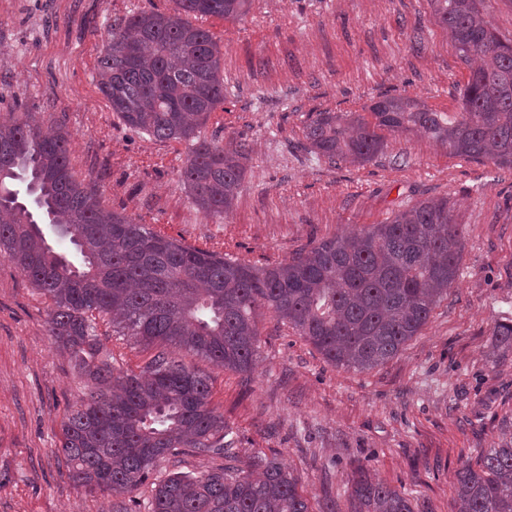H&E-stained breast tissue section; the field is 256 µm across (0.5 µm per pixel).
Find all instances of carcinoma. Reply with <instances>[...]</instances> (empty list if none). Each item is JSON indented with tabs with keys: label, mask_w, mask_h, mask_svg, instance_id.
<instances>
[{
	"label": "carcinoma",
	"mask_w": 512,
	"mask_h": 512,
	"mask_svg": "<svg viewBox=\"0 0 512 512\" xmlns=\"http://www.w3.org/2000/svg\"><path fill=\"white\" fill-rule=\"evenodd\" d=\"M168 13L142 11L112 29L97 61L98 88L132 130L191 142L181 178L194 203L224 218L241 187L250 144L226 151L198 129L224 101L213 36L187 16L236 20L246 0H172ZM484 0H431L470 76L453 116L408 98L370 107L374 122L318 112L305 126L312 152L363 164L382 153L379 131H417L457 155L512 166V40L498 35ZM75 246L57 252L43 224ZM464 225L444 198L418 202L370 230L334 236L292 259L255 267L184 247L104 208L70 166L62 128L31 112L0 125V256L50 298L49 332L93 381L62 427L74 486L129 496L166 457L227 461L199 476L154 482L151 512H310L299 479L272 458L234 474L233 433L211 405L209 377L172 356L200 357L240 373L261 349L268 311L334 366L370 371L394 357L427 323L459 277ZM112 316L117 333L159 350L137 373L101 357L89 315ZM512 352V323L492 330ZM354 512H414L409 500L367 471L353 479ZM451 512H512V436L457 473Z\"/></svg>",
	"instance_id": "carcinoma-1"
}]
</instances>
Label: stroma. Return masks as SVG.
<instances>
[{
    "label": "stroma",
    "mask_w": 512,
    "mask_h": 512,
    "mask_svg": "<svg viewBox=\"0 0 512 512\" xmlns=\"http://www.w3.org/2000/svg\"><path fill=\"white\" fill-rule=\"evenodd\" d=\"M172 0H0V118L28 110L62 125L78 179L102 204L185 246L258 267L344 231L448 198L465 228L461 275L426 325L392 359L358 372L328 364L270 313L261 359L239 374L194 357L240 460L276 458L300 479L312 512H352L364 469L414 512H450L456 472L512 434V354L491 336L512 322V168L453 155L416 133H385L372 161L310 153L315 112L368 116L385 97L455 112L469 70L435 24L430 0H249L241 19L190 16L213 35L226 92L201 135L252 150L223 220L193 203L181 180L187 142L129 129L99 91L95 69L115 24ZM422 25L427 41L412 50ZM407 164H398L400 156ZM53 304L0 258V512H112L110 493L66 476L62 424L90 388L48 333ZM95 326L115 368L139 371L155 349Z\"/></svg>",
    "instance_id": "1"
}]
</instances>
